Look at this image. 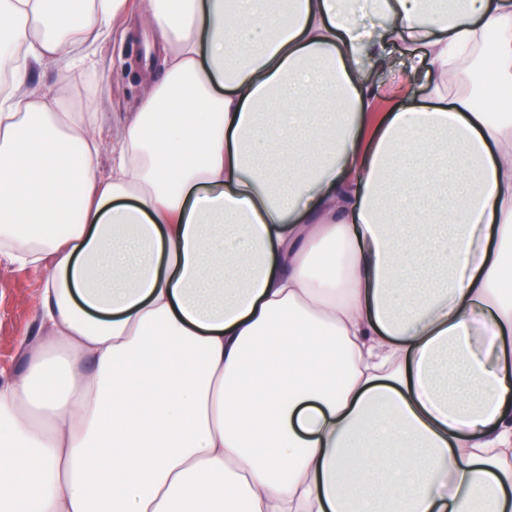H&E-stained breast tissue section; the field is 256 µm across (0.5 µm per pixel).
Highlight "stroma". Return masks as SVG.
Here are the masks:
<instances>
[{"mask_svg": "<svg viewBox=\"0 0 512 512\" xmlns=\"http://www.w3.org/2000/svg\"><path fill=\"white\" fill-rule=\"evenodd\" d=\"M161 43L143 27L142 17L131 14L118 23L115 33L96 46L94 70L76 72L68 59L29 75V82L69 86L80 109L104 115L103 145L98 160L101 178L112 173V124L114 117L135 110L146 90L144 65L158 60ZM47 271L0 262V370L19 373L24 368L20 347L39 334L40 293Z\"/></svg>", "mask_w": 512, "mask_h": 512, "instance_id": "35a3bbf8", "label": "stroma"}]
</instances>
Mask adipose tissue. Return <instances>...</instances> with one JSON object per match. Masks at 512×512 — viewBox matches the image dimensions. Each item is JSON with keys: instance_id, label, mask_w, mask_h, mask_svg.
Listing matches in <instances>:
<instances>
[{"instance_id": "obj_1", "label": "adipose tissue", "mask_w": 512, "mask_h": 512, "mask_svg": "<svg viewBox=\"0 0 512 512\" xmlns=\"http://www.w3.org/2000/svg\"><path fill=\"white\" fill-rule=\"evenodd\" d=\"M132 7L0 0V512H512V0H150L103 180L23 77ZM47 270L0 262V370L24 368L21 343L39 335L40 293Z\"/></svg>"}]
</instances>
